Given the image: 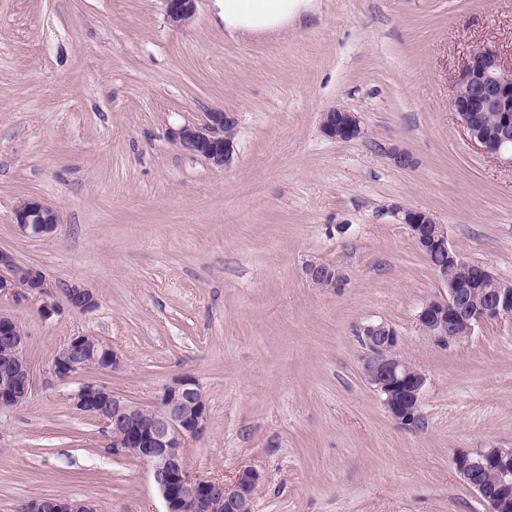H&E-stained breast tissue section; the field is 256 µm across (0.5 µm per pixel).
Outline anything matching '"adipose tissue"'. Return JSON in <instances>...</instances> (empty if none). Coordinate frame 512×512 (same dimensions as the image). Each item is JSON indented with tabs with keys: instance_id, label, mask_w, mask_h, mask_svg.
<instances>
[{
	"instance_id": "ef3b65f1",
	"label": "adipose tissue",
	"mask_w": 512,
	"mask_h": 512,
	"mask_svg": "<svg viewBox=\"0 0 512 512\" xmlns=\"http://www.w3.org/2000/svg\"><path fill=\"white\" fill-rule=\"evenodd\" d=\"M227 32L249 36L281 33L301 13L314 6L313 0H220Z\"/></svg>"
}]
</instances>
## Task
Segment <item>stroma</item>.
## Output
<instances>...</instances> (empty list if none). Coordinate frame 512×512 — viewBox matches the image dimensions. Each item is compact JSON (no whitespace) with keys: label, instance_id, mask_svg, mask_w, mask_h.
<instances>
[{"label":"stroma","instance_id":"stroma-1","mask_svg":"<svg viewBox=\"0 0 512 512\" xmlns=\"http://www.w3.org/2000/svg\"><path fill=\"white\" fill-rule=\"evenodd\" d=\"M477 45L512 61V0H316L247 39L225 32L218 0L180 30L163 0H0V249L47 278L45 294H0L34 378L0 413V512L56 496L164 512L145 466L72 406L77 380L51 374L76 335L118 353L88 376L129 399L195 376L209 416L188 465L261 471L256 512H486L452 457L512 446V318L451 346L421 335L444 285L397 217L432 212L455 250L512 281V165L449 107ZM334 106L358 113L361 138L321 133ZM214 111L238 115L221 171L172 136ZM25 197L59 211L53 237L19 234ZM313 262L342 287H316ZM75 283L94 308L67 305ZM369 321L395 326L427 377L415 426L363 378Z\"/></svg>","mask_w":512,"mask_h":512}]
</instances>
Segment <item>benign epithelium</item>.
<instances>
[{"mask_svg": "<svg viewBox=\"0 0 512 512\" xmlns=\"http://www.w3.org/2000/svg\"><path fill=\"white\" fill-rule=\"evenodd\" d=\"M165 18L173 29L187 26L195 17L200 0H163ZM450 108L470 140L487 156L512 163V66H505L490 47L469 51L453 80ZM493 110L498 121L491 125L483 113ZM237 117L233 112H210L202 124L179 128V147L204 158L214 169L230 165L234 154ZM322 133L336 141H352L363 134L357 113L331 107L320 115ZM400 223L423 253L448 254V264L464 273L470 261L449 243L448 227L436 222L432 213L419 209L399 211ZM14 224L25 236L49 238L61 224L53 206L36 198L19 201L14 207ZM448 293L426 301L416 315L418 329L438 343L470 338L475 328L493 319L512 318V282L482 268L478 279L465 282L448 277V268L437 269ZM307 274L314 285L336 287V270L324 263H312ZM43 272L22 265L0 249V294L44 293ZM70 306L90 309L95 304L90 289L72 285ZM480 291L487 302L480 309L468 308L463 300ZM6 342L0 355V411L29 400L33 371L26 354V336L11 315L0 313V337ZM368 353L362 360L365 381L382 398L390 417L409 427L420 418L426 376L399 352L400 334L391 324L369 322L359 329ZM88 352L82 335L70 337L55 352L52 373H81ZM74 408L112 434V452L135 457L150 472L165 504V512H255L258 489L264 475L252 466L241 467L229 483L202 476L186 462V441L200 434L208 418V406L199 381L183 375L164 383L148 404L123 397L95 380L86 379L72 391ZM454 469L477 496L489 506L488 512H512V448H476L460 451L452 458ZM490 468L495 483L487 486L476 479L478 471ZM25 512H98L90 500L41 498L25 506Z\"/></svg>", "mask_w": 512, "mask_h": 512, "instance_id": "7a95c632", "label": "benign epithelium"}]
</instances>
